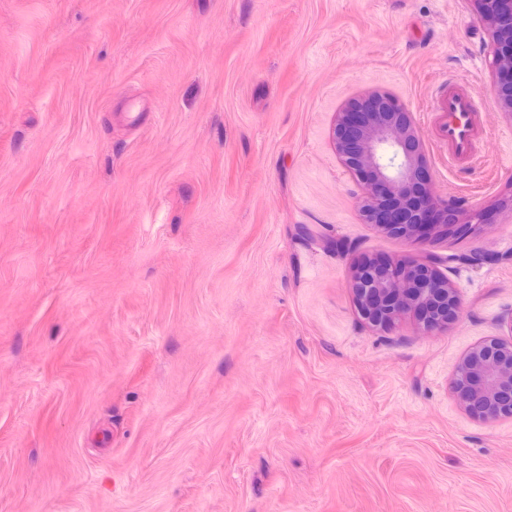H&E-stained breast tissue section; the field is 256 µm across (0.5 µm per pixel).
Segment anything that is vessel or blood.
Instances as JSON below:
<instances>
[{
	"mask_svg": "<svg viewBox=\"0 0 512 512\" xmlns=\"http://www.w3.org/2000/svg\"><path fill=\"white\" fill-rule=\"evenodd\" d=\"M481 110V101L471 92L439 80L437 93L427 106V119L450 167L471 165L480 158L487 141Z\"/></svg>",
	"mask_w": 512,
	"mask_h": 512,
	"instance_id": "b4317fda",
	"label": "vessel or blood"
}]
</instances>
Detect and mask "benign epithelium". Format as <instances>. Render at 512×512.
<instances>
[{
    "instance_id": "benign-epithelium-1",
    "label": "benign epithelium",
    "mask_w": 512,
    "mask_h": 512,
    "mask_svg": "<svg viewBox=\"0 0 512 512\" xmlns=\"http://www.w3.org/2000/svg\"><path fill=\"white\" fill-rule=\"evenodd\" d=\"M481 19L492 28V67L499 107L512 116V91L504 92L502 75L512 82V30L500 18L512 17V0H478ZM336 150L363 188L361 208L367 221L404 239L425 237L444 224H425L433 196L414 188L427 172L423 135L403 105L389 95L373 94L338 113L333 129ZM358 310L371 327L387 329L404 314L432 331L459 318L462 305L456 289L438 270L432 255L401 266L368 261L354 275ZM451 390L464 409L484 421L512 418V335L490 337L473 346L458 364Z\"/></svg>"
}]
</instances>
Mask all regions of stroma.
<instances>
[{"mask_svg": "<svg viewBox=\"0 0 512 512\" xmlns=\"http://www.w3.org/2000/svg\"><path fill=\"white\" fill-rule=\"evenodd\" d=\"M493 47L473 0H0V512H512V419L450 390L512 329ZM443 76L485 106L465 171ZM371 93L448 234L362 216L332 129ZM429 254L460 317L369 326L356 264ZM482 103L471 92L439 80L437 93L427 106L428 125L435 144L452 168L472 166L481 157L487 134L481 121Z\"/></svg>", "mask_w": 512, "mask_h": 512, "instance_id": "35a3bbf8", "label": "stroma"}]
</instances>
